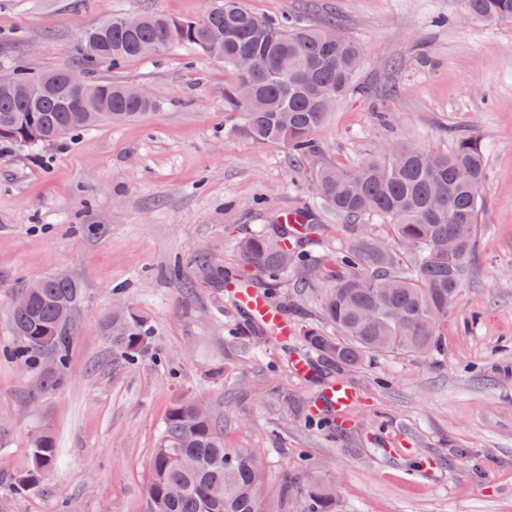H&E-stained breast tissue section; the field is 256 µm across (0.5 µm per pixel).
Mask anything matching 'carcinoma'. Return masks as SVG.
<instances>
[{"mask_svg":"<svg viewBox=\"0 0 512 512\" xmlns=\"http://www.w3.org/2000/svg\"><path fill=\"white\" fill-rule=\"evenodd\" d=\"M474 17L488 22L512 19V0H465ZM108 15L79 36L81 65L113 66L148 54L193 47L224 63L231 81L224 107L239 112V133L280 145L295 158L316 152L313 134L327 121L336 101L350 89L361 47L334 21L319 28L274 24L239 6V0H208L201 18L174 20L157 12ZM224 33L216 47L214 32ZM45 74H0V141L32 147L103 124L141 119L157 108L154 100H132L124 85L89 82L84 102L73 107L46 89ZM485 179L484 152L477 137L459 135L446 152L401 150L353 169L327 164L315 174L320 204L356 219L375 217L392 237L413 247L404 258L394 247L380 251L379 238L362 235L349 242L323 269L330 287L322 293L328 327L310 325L298 341L309 349L355 366L391 354L436 353L448 321V294L457 293L474 260L479 194ZM458 250L448 252V238ZM288 230L276 224L237 242L243 265L269 294L281 290L298 252L287 247ZM10 321L17 345L12 356L50 392L66 380L75 336V312L83 290L71 277L55 274L40 287L24 289ZM112 357L130 367L151 351L153 329L147 316L126 304L102 322ZM56 356L53 370L42 355ZM196 398L174 399L162 421L149 463V512H338L336 487L305 468L274 496H262L265 476L252 448L224 447V420L201 412ZM57 448L47 431L35 435L27 469L13 478L11 491L35 489L54 468Z\"/></svg>","mask_w":512,"mask_h":512,"instance_id":"carcinoma-1","label":"carcinoma"}]
</instances>
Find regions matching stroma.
Here are the masks:
<instances>
[{
    "label": "stroma",
    "mask_w": 512,
    "mask_h": 512,
    "mask_svg": "<svg viewBox=\"0 0 512 512\" xmlns=\"http://www.w3.org/2000/svg\"><path fill=\"white\" fill-rule=\"evenodd\" d=\"M253 14L298 26L337 19L363 50L353 89L319 151L294 161L235 134L224 65L191 49L101 63L93 81L143 88L150 118L101 126L32 148L0 142V512H145L148 462L171 401L206 399L224 418V445L254 449L273 494L308 465L336 484L340 512H512V22L488 24L464 0H241ZM206 0H0V73L75 66L80 34L107 13L203 15ZM477 136L486 158L476 254L444 326L445 350L395 354L354 367L310 352L314 374L267 337H244L226 289L199 267L241 272V236L282 214L310 212L318 231L304 259L328 262L353 234L389 237L313 201L321 164L342 168L398 141L445 150ZM180 260L183 277L166 269ZM65 273L84 291L68 382L49 393L8 354L9 310L28 281ZM147 313L153 353L112 359L101 322L113 289ZM294 329L323 321L303 266L283 286ZM355 383L363 404L344 417L316 409L330 382ZM49 431L52 475L24 497L3 485Z\"/></svg>",
    "instance_id": "stroma-1"
}]
</instances>
